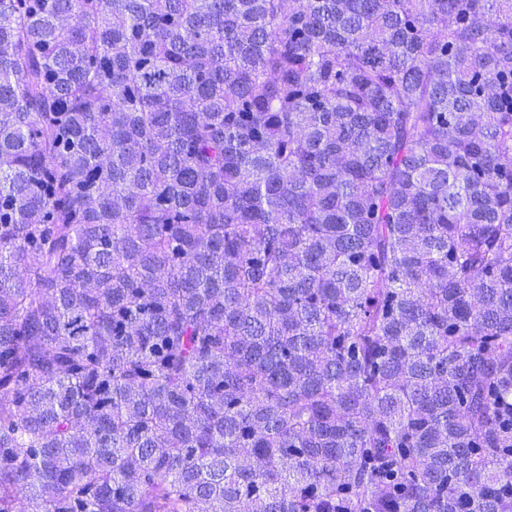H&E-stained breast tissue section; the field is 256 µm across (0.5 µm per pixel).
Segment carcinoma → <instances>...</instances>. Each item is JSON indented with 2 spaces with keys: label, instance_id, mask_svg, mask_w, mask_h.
Returning <instances> with one entry per match:
<instances>
[{
  "label": "carcinoma",
  "instance_id": "obj_1",
  "mask_svg": "<svg viewBox=\"0 0 512 512\" xmlns=\"http://www.w3.org/2000/svg\"><path fill=\"white\" fill-rule=\"evenodd\" d=\"M0 512H512V0H0Z\"/></svg>",
  "mask_w": 512,
  "mask_h": 512
}]
</instances>
